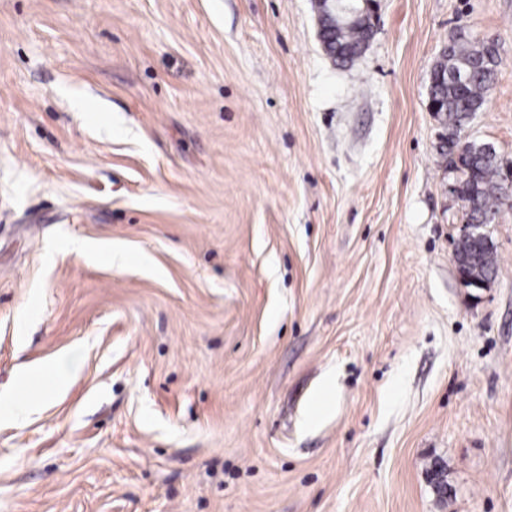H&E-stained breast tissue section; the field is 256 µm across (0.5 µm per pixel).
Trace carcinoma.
Returning a JSON list of instances; mask_svg holds the SVG:
<instances>
[{"mask_svg": "<svg viewBox=\"0 0 512 512\" xmlns=\"http://www.w3.org/2000/svg\"><path fill=\"white\" fill-rule=\"evenodd\" d=\"M362 39L358 32H336V55L344 61L353 60ZM442 61L448 68H458L465 74L460 83L436 79L430 85V94L437 104L435 112L448 120V162L462 174V193L469 204L465 216L475 224H492L500 207L505 205L502 161L498 154L488 155L474 143L461 147V134L471 116L485 105L499 66L497 50L484 40L457 33L444 49Z\"/></svg>", "mask_w": 512, "mask_h": 512, "instance_id": "1", "label": "carcinoma"}]
</instances>
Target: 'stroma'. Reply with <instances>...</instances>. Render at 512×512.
Returning a JSON list of instances; mask_svg holds the SVG:
<instances>
[{"label":"stroma","mask_w":512,"mask_h":512,"mask_svg":"<svg viewBox=\"0 0 512 512\" xmlns=\"http://www.w3.org/2000/svg\"><path fill=\"white\" fill-rule=\"evenodd\" d=\"M373 22L342 66L318 0H0V400L81 358L0 512H512V207L464 286L429 109L493 39L464 137L512 163V0Z\"/></svg>","instance_id":"stroma-1"}]
</instances>
